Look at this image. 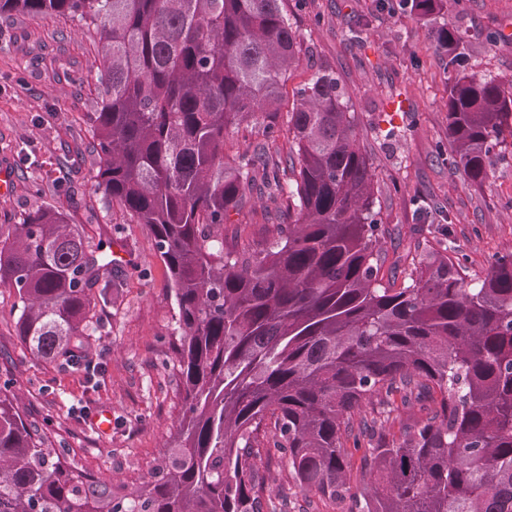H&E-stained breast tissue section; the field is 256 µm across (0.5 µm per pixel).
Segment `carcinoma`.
<instances>
[{
  "instance_id": "obj_1",
  "label": "carcinoma",
  "mask_w": 512,
  "mask_h": 512,
  "mask_svg": "<svg viewBox=\"0 0 512 512\" xmlns=\"http://www.w3.org/2000/svg\"><path fill=\"white\" fill-rule=\"evenodd\" d=\"M15 13L69 15L102 48L94 187L153 234L178 307L184 413L151 480L123 495L44 447L0 392V512H264L253 440L268 420L300 487L348 512H512V254L474 286L453 246L402 285L382 282L375 167L330 70L288 113L290 183L259 148L224 154L227 130L253 114L278 125L304 53L284 0H0V18ZM432 29L458 73L448 163L480 187L512 137V80L467 73L458 28ZM258 176L293 215L265 249L226 251L224 225ZM5 227L17 336L64 356L86 326L95 259L59 211ZM421 387L439 397L399 437L354 430L373 399L390 407Z\"/></svg>"
}]
</instances>
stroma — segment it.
<instances>
[{
  "mask_svg": "<svg viewBox=\"0 0 512 512\" xmlns=\"http://www.w3.org/2000/svg\"><path fill=\"white\" fill-rule=\"evenodd\" d=\"M285 7L310 54L284 86L282 109L291 111L316 67L339 77L356 132L375 161L383 278L404 280L428 251L450 244L466 255L470 280L485 275L495 257L512 254V155L495 161L479 187L449 166L448 86L455 74L426 21L400 0H286ZM441 20L461 31L469 71L512 78V0H461ZM99 74L100 48L70 16L0 19V169L14 175L9 193L0 194V224L54 209L88 251L104 240L125 249L123 261L110 267L111 300L92 295L90 329L74 342L85 358L105 363L92 380L20 341L17 295L0 285V390L19 396L47 447L70 449V463L101 483L133 488L150 480L183 415L178 308L149 228L119 206H105L94 190L88 114ZM393 102L399 109L391 116ZM265 126L258 112L232 129L226 154L264 142L287 168L293 138L287 119L271 139ZM247 196L224 227L225 249L265 248L276 226L288 221L287 198L270 202L255 185ZM103 409L112 413L108 433L92 420ZM263 471L267 512H346L345 504L302 491L278 453L265 458Z\"/></svg>",
  "mask_w": 512,
  "mask_h": 512,
  "instance_id": "35a3bbf8",
  "label": "stroma"
}]
</instances>
